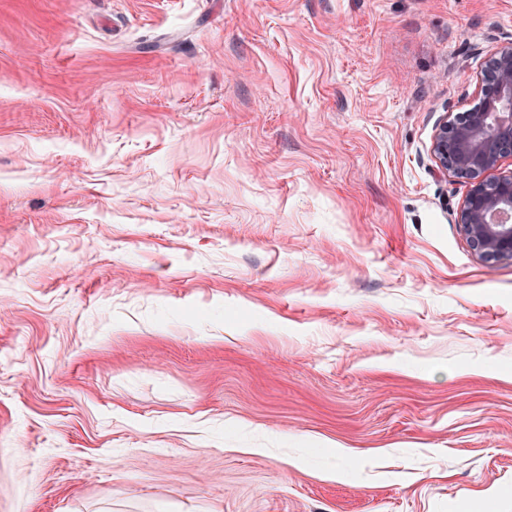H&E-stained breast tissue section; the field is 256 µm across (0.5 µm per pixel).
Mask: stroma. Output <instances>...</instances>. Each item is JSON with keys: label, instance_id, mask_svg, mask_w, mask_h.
<instances>
[{"label": "stroma", "instance_id": "1", "mask_svg": "<svg viewBox=\"0 0 512 512\" xmlns=\"http://www.w3.org/2000/svg\"><path fill=\"white\" fill-rule=\"evenodd\" d=\"M512 0H0V512H512V262L435 124Z\"/></svg>", "mask_w": 512, "mask_h": 512}]
</instances>
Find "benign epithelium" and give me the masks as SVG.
<instances>
[{"label":"benign epithelium","instance_id":"obj_1","mask_svg":"<svg viewBox=\"0 0 512 512\" xmlns=\"http://www.w3.org/2000/svg\"><path fill=\"white\" fill-rule=\"evenodd\" d=\"M431 154L442 173L469 184L458 224L475 256L512 262V171L498 172L512 157V42L486 62L478 104L437 122Z\"/></svg>","mask_w":512,"mask_h":512}]
</instances>
